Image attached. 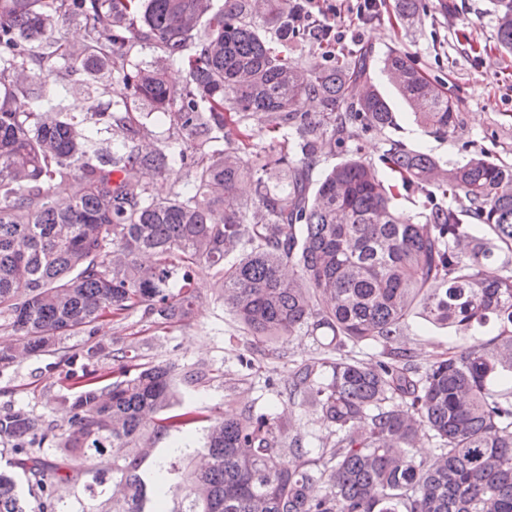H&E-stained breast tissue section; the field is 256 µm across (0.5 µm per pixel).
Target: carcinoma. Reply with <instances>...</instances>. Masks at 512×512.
<instances>
[{
	"mask_svg": "<svg viewBox=\"0 0 512 512\" xmlns=\"http://www.w3.org/2000/svg\"><path fill=\"white\" fill-rule=\"evenodd\" d=\"M490 10L496 49L512 54V0H490ZM310 37L290 0H0V326L11 335L1 366L60 336L92 338L99 322L130 311L180 321L203 266L259 340L303 333L329 337V350L347 340L381 347L374 363L330 362L324 382L311 365L294 373L293 388L336 435L312 460L299 436L287 438L291 420L250 406L235 417L172 410L170 368L134 363L132 348L115 350L125 371L108 383L65 355L76 389L66 431L20 409L0 413L13 451L0 512H58L60 487L98 471L110 448L134 454L112 458L105 512H144L150 499L166 512L169 497L180 499L175 512H512V396L494 385L512 373V274L488 272L495 249L512 250V165L481 151L448 168L392 139L382 160L400 184L356 154L313 182L326 148L391 128L394 115L371 84V49L301 66L288 48ZM142 45L154 49L148 63L133 54ZM383 65L424 128H455V102L405 53ZM175 66L180 85L166 77ZM77 74L89 79L68 92L86 107L71 112L47 84ZM309 99L322 105L313 118L301 111ZM139 104L167 137L148 130ZM248 114L263 115L269 144L240 129ZM228 128L241 146H218ZM176 166L186 182L154 194L152 180ZM403 190L428 199L421 220L399 211ZM465 214L498 246L472 235ZM416 310L466 344L416 366L397 339ZM490 323L494 337L471 340ZM195 422L205 423V465L178 482L165 465L146 478L140 464L155 440ZM424 430L439 443L430 462L412 451ZM46 442L59 458L39 453ZM22 479L37 489L30 511Z\"/></svg>",
	"mask_w": 512,
	"mask_h": 512,
	"instance_id": "cac0c4a2",
	"label": "carcinoma"
}]
</instances>
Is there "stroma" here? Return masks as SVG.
I'll use <instances>...</instances> for the list:
<instances>
[{"mask_svg":"<svg viewBox=\"0 0 512 512\" xmlns=\"http://www.w3.org/2000/svg\"><path fill=\"white\" fill-rule=\"evenodd\" d=\"M394 5V0H383L378 19L362 23L349 13L347 0H336V23L346 34L345 42L335 48L337 56L364 47L372 48L378 60L393 49L407 53L414 67L456 102L457 126L445 136L425 131L400 102L386 74L373 67L372 83L394 103V127L363 131L357 141L321 154L314 177H321L355 150L381 166L391 138L451 166L482 150L512 164V55L492 51L497 27L488 0H422L409 24L400 20ZM195 281L200 298L193 314L181 322L157 324L135 310L104 323L97 339L105 349L90 357V368L115 379L119 365L112 350L133 347L140 362L173 366L176 409L190 407L217 416L225 408L249 405L258 413L292 418L303 447L317 450L330 430L302 394L290 393L288 382L299 366L330 360V353L315 337L303 334L257 342L225 306L211 269L197 270ZM400 341L422 368L462 344L452 329L437 327L418 315L407 320ZM88 346L86 334L65 336L58 351L35 353L0 369V410L11 406L62 424V405L75 391L64 379L67 368L60 357L84 355ZM245 357L250 360L246 366L241 363ZM199 369L206 371V378L190 380V372ZM201 435L202 425L196 422L158 439L152 454L141 463L143 473L152 474L160 463L174 464L182 471L194 468L191 448ZM111 492L112 457L107 454L96 475L61 489L59 512H100Z\"/></svg>","mask_w":512,"mask_h":512,"instance_id":"35a3bbf8","label":"stroma"}]
</instances>
